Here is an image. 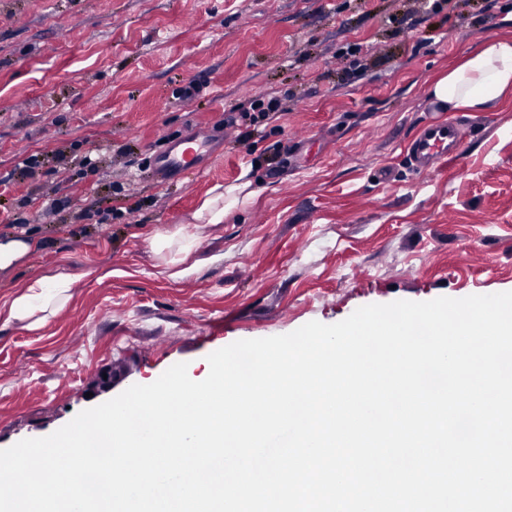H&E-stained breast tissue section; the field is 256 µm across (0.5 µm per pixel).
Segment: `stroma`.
<instances>
[{
    "label": "stroma",
    "instance_id": "stroma-1",
    "mask_svg": "<svg viewBox=\"0 0 512 512\" xmlns=\"http://www.w3.org/2000/svg\"><path fill=\"white\" fill-rule=\"evenodd\" d=\"M503 34L512 0H0V239L24 217L37 243L0 271V304L30 277L85 274L44 328L0 321V449L174 364L201 374L237 340L512 291V98L456 113L461 158L421 174L407 152L444 118L434 76ZM193 81L202 92L179 101ZM270 97L284 112L239 145L225 118ZM175 133L210 154L161 184L153 158ZM73 150L95 172L56 162ZM30 154L47 158L33 177L18 166ZM245 177L251 204L195 225ZM106 195L103 222L88 205ZM190 224L192 271L174 280L150 241Z\"/></svg>",
    "mask_w": 512,
    "mask_h": 512
}]
</instances>
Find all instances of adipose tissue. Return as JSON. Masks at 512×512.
Listing matches in <instances>:
<instances>
[{"label":"adipose tissue","mask_w":512,"mask_h":512,"mask_svg":"<svg viewBox=\"0 0 512 512\" xmlns=\"http://www.w3.org/2000/svg\"><path fill=\"white\" fill-rule=\"evenodd\" d=\"M429 95L448 112L493 111L504 97L512 96V35L497 37L449 66L432 80ZM255 196L247 184L229 187L206 198L194 219L203 224L221 223ZM75 283V276L69 274L29 278L12 297L5 311L6 321H28L33 330L44 327L48 316L70 299Z\"/></svg>","instance_id":"1"}]
</instances>
